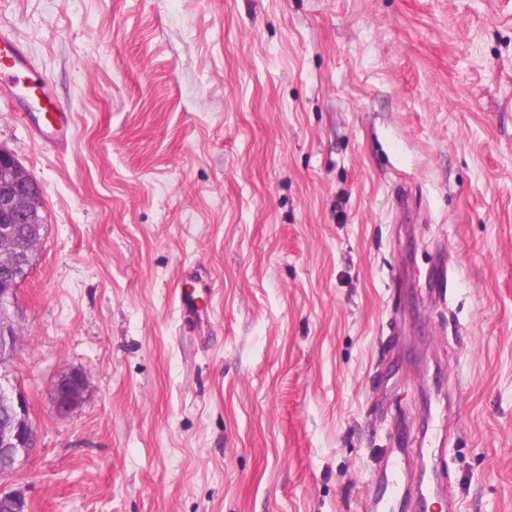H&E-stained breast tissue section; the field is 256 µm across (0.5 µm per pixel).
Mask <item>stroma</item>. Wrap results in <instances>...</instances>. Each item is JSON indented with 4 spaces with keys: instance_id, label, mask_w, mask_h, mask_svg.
I'll return each mask as SVG.
<instances>
[{
    "instance_id": "1",
    "label": "stroma",
    "mask_w": 512,
    "mask_h": 512,
    "mask_svg": "<svg viewBox=\"0 0 512 512\" xmlns=\"http://www.w3.org/2000/svg\"><path fill=\"white\" fill-rule=\"evenodd\" d=\"M1 25L77 116L60 150L0 94L45 218L8 374L32 512H370L431 413L440 501L512 512V0H0ZM88 388V378L82 370L71 369L62 373L52 391L55 413L67 416L76 411L86 399Z\"/></svg>"
}]
</instances>
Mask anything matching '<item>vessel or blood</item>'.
<instances>
[{
    "label": "vessel or blood",
    "mask_w": 512,
    "mask_h": 512,
    "mask_svg": "<svg viewBox=\"0 0 512 512\" xmlns=\"http://www.w3.org/2000/svg\"><path fill=\"white\" fill-rule=\"evenodd\" d=\"M48 81L39 71L22 44L6 27L0 26V87L15 91L18 87L44 90ZM75 123L73 113L58 103L48 102L37 130L49 143L63 147L68 142V132ZM436 443H429L427 450L432 468L422 471L414 484L404 480L406 449H384L377 467L380 492L373 501L376 512H425L427 504L437 493L435 479L440 456Z\"/></svg>",
    "instance_id": "1"
}]
</instances>
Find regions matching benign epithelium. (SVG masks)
I'll list each match as a JSON object with an SVG mask.
<instances>
[{
    "instance_id": "1",
    "label": "benign epithelium",
    "mask_w": 512,
    "mask_h": 512,
    "mask_svg": "<svg viewBox=\"0 0 512 512\" xmlns=\"http://www.w3.org/2000/svg\"><path fill=\"white\" fill-rule=\"evenodd\" d=\"M0 354L13 356L18 338L13 318L18 290L11 281L30 276L27 258L12 225L40 221V185L24 170L14 156L0 151ZM0 374V512H29L25 493L7 484L29 462L38 441L37 425L25 393L16 385L2 383ZM88 378L79 369L62 373L56 380L52 400L56 414L67 416L76 411L88 393Z\"/></svg>"
}]
</instances>
